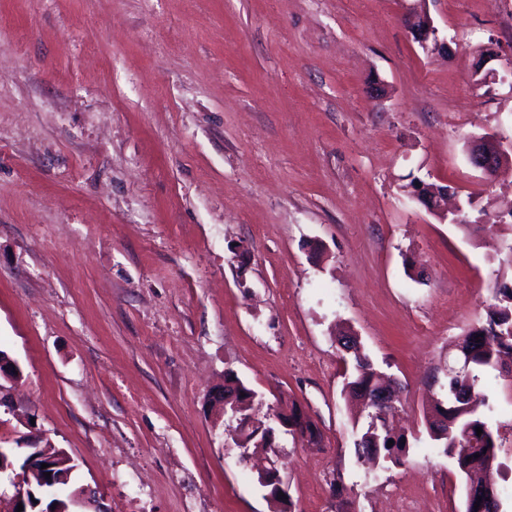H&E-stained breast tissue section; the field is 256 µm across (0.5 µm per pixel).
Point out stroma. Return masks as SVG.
<instances>
[{"label":"stroma","instance_id":"obj_1","mask_svg":"<svg viewBox=\"0 0 512 512\" xmlns=\"http://www.w3.org/2000/svg\"><path fill=\"white\" fill-rule=\"evenodd\" d=\"M411 3L0 0V448L65 450L107 512H278L211 409L230 371L322 436L267 452L292 512H392L400 491L465 512L422 419L512 281V165L487 181L466 152L512 142V0H425L435 54ZM415 177L475 209L440 222ZM342 329L403 387L405 465L355 454ZM487 386L512 512V376ZM426 12L418 11L415 8L410 9L406 18V27L412 38L417 41L420 45H423L425 49H428L430 42L432 43V49H435L438 44L437 29L433 24V20ZM423 25L419 26V22ZM433 35L435 38H433Z\"/></svg>","mask_w":512,"mask_h":512}]
</instances>
